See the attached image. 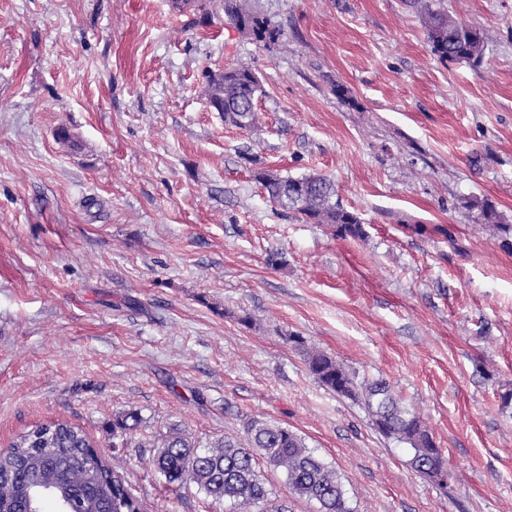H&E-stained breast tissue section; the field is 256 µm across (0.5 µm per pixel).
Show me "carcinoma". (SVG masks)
Here are the masks:
<instances>
[{"label": "carcinoma", "instance_id": "carcinoma-1", "mask_svg": "<svg viewBox=\"0 0 512 512\" xmlns=\"http://www.w3.org/2000/svg\"><path fill=\"white\" fill-rule=\"evenodd\" d=\"M224 15L235 25H247L257 43H274L283 35L280 27L256 10L252 0H224ZM422 20L431 52L440 61L480 63L485 46L481 30L431 3L424 5ZM204 77L207 99L216 111L224 113V122L245 130L255 125L258 80L251 69L235 67L222 77L207 71ZM253 178L270 201L298 213L300 219L326 224L340 237H364L360 218L343 207L329 178L283 177L263 168L254 170ZM471 207L479 210L486 232L502 230L500 215L489 203L475 200ZM289 341L303 353L310 373L322 386L361 401L385 437L409 445L410 464L417 473L431 477L445 467V458L422 419L397 404L385 379L359 383L344 363L307 348L301 337L291 336ZM139 422L134 412L117 416L112 435L126 434ZM245 432L244 444L226 437L201 450L183 432L173 429L163 439L154 465L170 484L193 483L213 501L229 500L240 506V512H251V507L269 501V490L257 471L260 456L285 472L293 494L316 501L319 512H351L342 477L310 450L301 436L254 418L247 422ZM93 448L82 428L62 419L39 423L17 436L0 450V512L40 510L47 498L69 512H144L125 478L105 459L87 465Z\"/></svg>", "mask_w": 512, "mask_h": 512}]
</instances>
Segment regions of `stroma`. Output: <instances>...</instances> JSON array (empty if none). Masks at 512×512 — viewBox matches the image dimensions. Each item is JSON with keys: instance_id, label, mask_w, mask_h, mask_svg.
I'll use <instances>...</instances> for the list:
<instances>
[{"instance_id": "1", "label": "stroma", "mask_w": 512, "mask_h": 512, "mask_svg": "<svg viewBox=\"0 0 512 512\" xmlns=\"http://www.w3.org/2000/svg\"><path fill=\"white\" fill-rule=\"evenodd\" d=\"M442 5L483 30L480 64L438 60L416 0H257L266 47L221 0H0V449L64 419L146 512H229L142 442L255 418L336 469L351 512H512V0ZM228 66L259 78L252 129L204 96ZM257 168L331 179L365 238L275 205ZM293 336L385 379L447 490Z\"/></svg>"}]
</instances>
